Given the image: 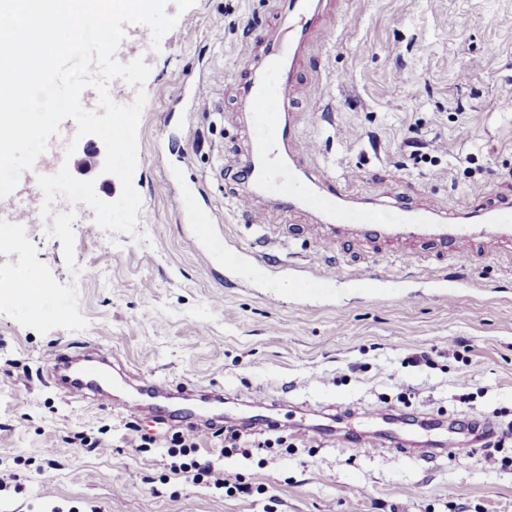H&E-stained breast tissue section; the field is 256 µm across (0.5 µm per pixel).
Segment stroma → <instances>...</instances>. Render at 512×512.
<instances>
[{
	"label": "stroma",
	"mask_w": 512,
	"mask_h": 512,
	"mask_svg": "<svg viewBox=\"0 0 512 512\" xmlns=\"http://www.w3.org/2000/svg\"><path fill=\"white\" fill-rule=\"evenodd\" d=\"M335 36L312 32L305 80L290 117L306 156L349 202L391 198L448 213L512 201V0H321ZM177 19L139 56L150 68L138 126L133 185L141 197L134 234L99 227L91 208L73 224L75 268L41 217L13 224L0 199V279H29L32 304L0 290V512H512V465L486 468L482 448L435 460L380 448L319 442L304 428L388 402L504 428L512 424V241L477 240L460 264L428 239L382 241L350 227L335 236L304 206L285 209L243 184L251 122L243 88L256 57L242 43L262 29L288 36L283 0H169ZM211 93L193 101L198 78ZM62 123L35 162L95 182L106 201L119 180L84 164L89 135L71 148ZM424 146L413 154L408 139ZM186 194L188 209L169 203ZM340 268L344 282L321 274ZM377 271L394 288L351 287ZM300 277L306 288L280 291ZM471 284L468 309L433 287ZM458 341L457 353L448 344ZM110 348L114 393L141 381L220 390L224 417L201 450L228 430L248 434L257 410L247 395H271L284 448L228 451L217 466L251 483L248 496L186 481L166 451L190 435L192 418L172 410L125 418L70 401L50 379L52 355ZM425 354L427 362L413 364ZM467 387H460V377ZM84 433L103 448L74 444ZM153 437L149 450L140 436ZM54 478L43 483L40 470Z\"/></svg>",
	"instance_id": "35a3bbf8"
}]
</instances>
